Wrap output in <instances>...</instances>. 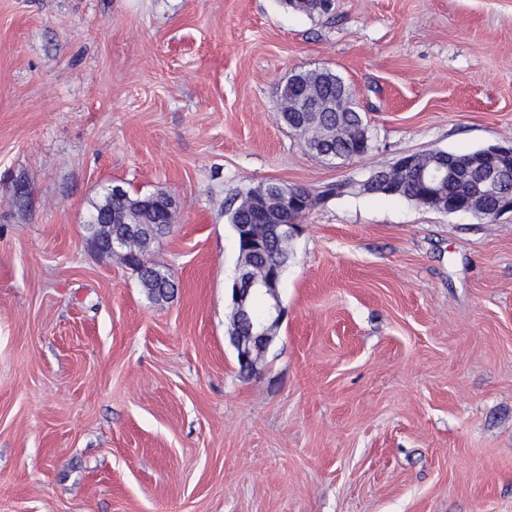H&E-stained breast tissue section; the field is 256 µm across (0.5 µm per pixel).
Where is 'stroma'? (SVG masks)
Returning <instances> with one entry per match:
<instances>
[{"mask_svg": "<svg viewBox=\"0 0 512 512\" xmlns=\"http://www.w3.org/2000/svg\"><path fill=\"white\" fill-rule=\"evenodd\" d=\"M314 68L367 156L327 164L279 120ZM509 144L512 0H0V512H512V215L362 189ZM268 181L353 187L292 238L246 377L225 210ZM114 184L176 199L149 250L168 300L87 238Z\"/></svg>", "mask_w": 512, "mask_h": 512, "instance_id": "1", "label": "stroma"}]
</instances>
